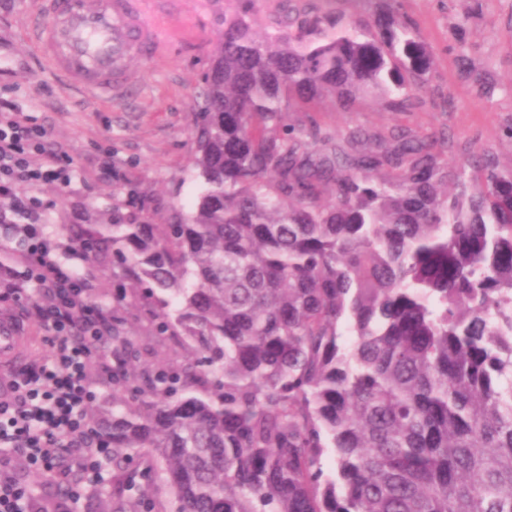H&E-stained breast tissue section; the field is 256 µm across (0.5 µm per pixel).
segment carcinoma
<instances>
[{"label":"carcinoma","mask_w":512,"mask_h":512,"mask_svg":"<svg viewBox=\"0 0 512 512\" xmlns=\"http://www.w3.org/2000/svg\"><path fill=\"white\" fill-rule=\"evenodd\" d=\"M258 8L224 13L202 80L194 204L73 233L190 355L140 372L112 318V380L144 399L95 410L99 512H140L136 456L175 512H512V172L458 160L443 128L312 116L425 103L433 54L401 0L367 19L282 0L263 35ZM137 469V473L135 474V482L131 489V491L127 492L132 497H138L141 494V489L145 487V484L148 481H154L160 483L161 473L159 470L155 469V466L152 465L145 458H137L134 464L130 467V469ZM146 470H151V477L149 479L142 477V473Z\"/></svg>","instance_id":"cac0c4a2"}]
</instances>
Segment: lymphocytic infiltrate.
<instances>
[{"label":"lymphocytic infiltrate","instance_id":"1","mask_svg":"<svg viewBox=\"0 0 512 512\" xmlns=\"http://www.w3.org/2000/svg\"><path fill=\"white\" fill-rule=\"evenodd\" d=\"M72 174L68 152L50 142L47 127L0 101V224L22 246L0 260V284L16 293L36 289L44 339L52 348L44 363L14 380L10 398L0 399V449L47 472L62 467L63 448L87 460L103 453L86 429L85 367L93 348L107 342L112 323L88 303V278L58 261L56 244L39 229L43 213L32 194L44 184L69 185Z\"/></svg>","mask_w":512,"mask_h":512}]
</instances>
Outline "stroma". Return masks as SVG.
<instances>
[{"instance_id": "obj_1", "label": "stroma", "mask_w": 512, "mask_h": 512, "mask_svg": "<svg viewBox=\"0 0 512 512\" xmlns=\"http://www.w3.org/2000/svg\"><path fill=\"white\" fill-rule=\"evenodd\" d=\"M232 0H147V19L160 33L150 57L133 60L141 76L129 96L112 104H91L46 74L23 35L22 27L38 9V0H0V99L8 100L45 124L53 142L68 150L75 171L70 187L46 184L35 194L46 206L41 230L57 243L63 266L88 275V300L104 310L118 309L141 366L183 358L170 337L157 335L148 307L121 299V276L112 267L88 260L72 239L82 224H112L132 212L133 200H148L154 224L166 223L170 204L190 206L199 187L191 165V130L198 85L224 32V14ZM419 24V38L433 51L428 86L431 103L406 113L387 112L375 102L346 112L331 100L316 118L329 132L363 127L388 131L396 125L415 130L447 128L464 157L470 144L486 148L499 167L512 169V0H404ZM464 22L466 55L476 74L461 66L453 26ZM493 84L479 95L474 81ZM447 101V111L436 104ZM112 160L111 178L101 163ZM37 294L27 291L0 311L22 312L35 341L28 362L48 355L43 341ZM115 365L112 344L97 346L87 370L88 409L111 408ZM6 467L27 486L33 512H98L102 492L112 488V462L98 471L82 460H68L65 474L37 472L21 458L7 455Z\"/></svg>"}]
</instances>
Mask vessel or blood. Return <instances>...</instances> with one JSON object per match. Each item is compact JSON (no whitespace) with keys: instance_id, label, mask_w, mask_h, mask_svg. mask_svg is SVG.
<instances>
[{"instance_id":"1","label":"vessel or blood","mask_w":512,"mask_h":512,"mask_svg":"<svg viewBox=\"0 0 512 512\" xmlns=\"http://www.w3.org/2000/svg\"><path fill=\"white\" fill-rule=\"evenodd\" d=\"M39 10L27 38L41 63L95 100H122L139 80L131 58L151 54L158 44L140 0H39ZM28 350L16 318L1 313L0 394L9 393L12 367Z\"/></svg>"}]
</instances>
